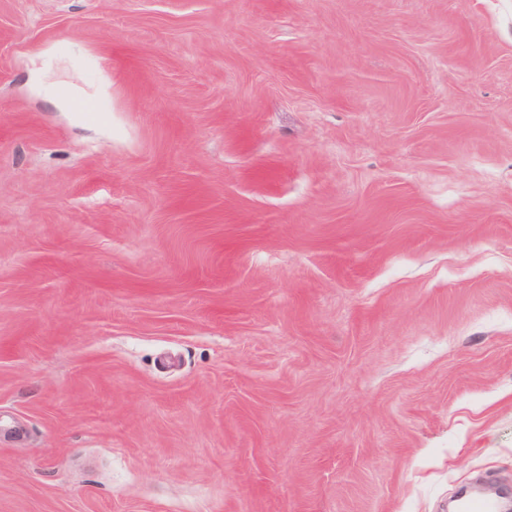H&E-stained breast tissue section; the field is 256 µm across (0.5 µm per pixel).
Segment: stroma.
I'll return each mask as SVG.
<instances>
[{"mask_svg": "<svg viewBox=\"0 0 512 512\" xmlns=\"http://www.w3.org/2000/svg\"><path fill=\"white\" fill-rule=\"evenodd\" d=\"M476 477L512 490V0H0V512Z\"/></svg>", "mask_w": 512, "mask_h": 512, "instance_id": "stroma-1", "label": "stroma"}]
</instances>
